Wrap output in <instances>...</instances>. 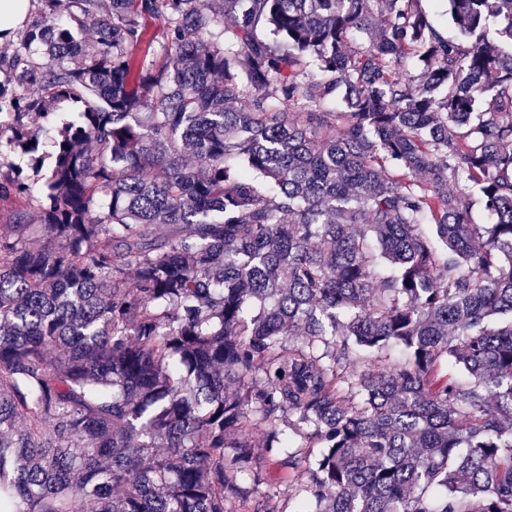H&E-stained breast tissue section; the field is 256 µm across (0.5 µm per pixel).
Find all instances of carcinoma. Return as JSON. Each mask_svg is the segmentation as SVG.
<instances>
[{"label":"carcinoma","mask_w":512,"mask_h":512,"mask_svg":"<svg viewBox=\"0 0 512 512\" xmlns=\"http://www.w3.org/2000/svg\"><path fill=\"white\" fill-rule=\"evenodd\" d=\"M39 2L0 512H285L264 460L295 512H512V0H447L456 39L421 0ZM150 33L154 36V42L149 50L144 47L136 50V55L147 66L159 67L170 57L164 50L165 38L163 24L160 20L150 21Z\"/></svg>","instance_id":"obj_1"}]
</instances>
